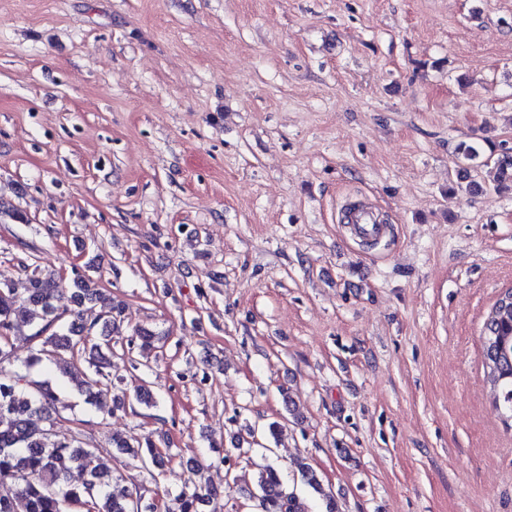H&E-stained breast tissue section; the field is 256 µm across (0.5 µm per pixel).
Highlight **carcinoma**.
I'll use <instances>...</instances> for the list:
<instances>
[{
  "label": "carcinoma",
  "mask_w": 512,
  "mask_h": 512,
  "mask_svg": "<svg viewBox=\"0 0 512 512\" xmlns=\"http://www.w3.org/2000/svg\"><path fill=\"white\" fill-rule=\"evenodd\" d=\"M491 162L497 182H512L511 149L489 155L481 165ZM61 291L70 294L73 309L61 310L54 304ZM88 304L101 309L95 329L81 322V308ZM122 315V304L98 288L97 280L86 272L66 282L37 264L26 273L21 292L13 280L0 277V363L12 358L16 317L36 328L29 336L35 347L22 369L9 380H0V512H147L149 502L142 497L112 492L109 471L87 468L91 452L80 438L55 440L54 421L66 404L51 381L31 378L35 369L53 366L76 381L85 403L95 404L102 393L117 388L112 378V339L121 331ZM134 334L137 348H128L127 358L132 363L142 358L147 366L158 336L145 327ZM483 353L487 382L500 406L512 414V302L505 305L500 298L491 308L484 323ZM132 401L152 407L157 397L142 380L131 392L119 389L112 410L124 411ZM112 447L127 458L130 468L165 466V457L149 439L114 435ZM201 470L192 468L193 476L181 480L175 490H165V495L173 496L177 512H203L205 506L219 512L223 491L202 480ZM302 477L323 501L324 512H337L334 498L316 475L304 470ZM256 490L264 500V512H308L307 501L287 491L280 471L271 465L260 471Z\"/></svg>",
  "instance_id": "cac0c4a2"
}]
</instances>
